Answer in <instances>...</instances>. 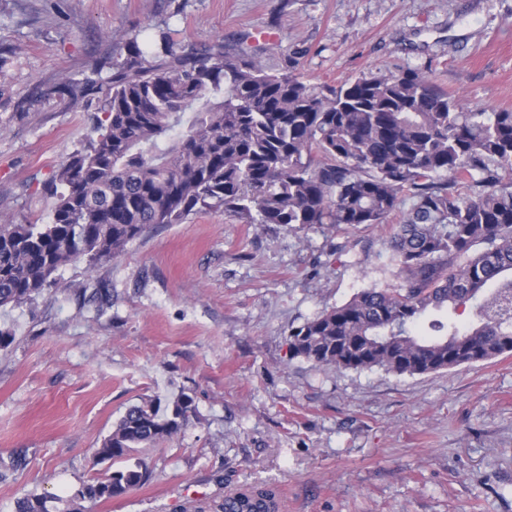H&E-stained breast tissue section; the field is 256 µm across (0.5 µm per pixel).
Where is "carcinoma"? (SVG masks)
<instances>
[{"instance_id": "1", "label": "carcinoma", "mask_w": 512, "mask_h": 512, "mask_svg": "<svg viewBox=\"0 0 512 512\" xmlns=\"http://www.w3.org/2000/svg\"><path fill=\"white\" fill-rule=\"evenodd\" d=\"M155 62L134 41L98 78L67 80L73 103L95 96L91 135L51 175L48 224L0 215V307L30 303L60 268L121 256L147 229L222 208L245 224H382L412 199L387 245L393 288H363L291 330L292 356L336 369L414 375L512 352V111L463 110L425 73L360 76L334 88L304 80L293 55L277 70L258 49L219 40ZM106 77H101V74ZM475 303L477 321L450 313ZM191 398L159 413L129 408L96 452L106 467L48 505L84 512L142 484L133 461L185 430ZM222 512H275L276 492L224 497Z\"/></svg>"}]
</instances>
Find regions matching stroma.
I'll list each match as a JSON object with an SVG mask.
<instances>
[{
	"mask_svg": "<svg viewBox=\"0 0 512 512\" xmlns=\"http://www.w3.org/2000/svg\"><path fill=\"white\" fill-rule=\"evenodd\" d=\"M167 29L292 50L311 82L418 68L465 109L512 110V0H0V212L50 220L51 173L91 133L64 78ZM245 224L220 209L77 262L0 309V512L94 475L127 409L192 398L184 433L138 454L149 477L89 512H217L267 483L279 512H512V352L396 375L292 357L291 329L370 285L393 286L392 225Z\"/></svg>",
	"mask_w": 512,
	"mask_h": 512,
	"instance_id": "35a3bbf8",
	"label": "stroma"
}]
</instances>
